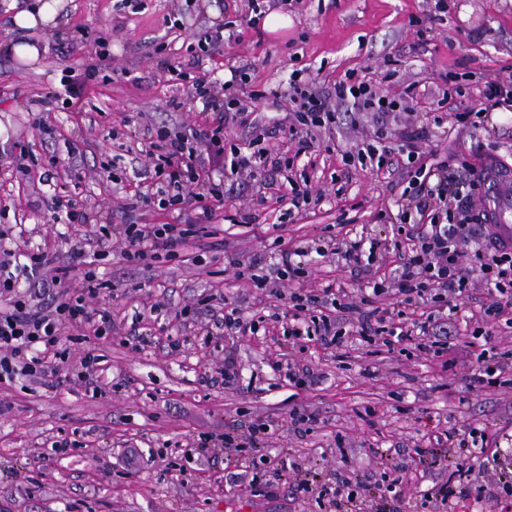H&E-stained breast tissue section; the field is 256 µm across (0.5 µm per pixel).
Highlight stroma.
Returning a JSON list of instances; mask_svg holds the SVG:
<instances>
[{
	"label": "stroma",
	"mask_w": 512,
	"mask_h": 512,
	"mask_svg": "<svg viewBox=\"0 0 512 512\" xmlns=\"http://www.w3.org/2000/svg\"><path fill=\"white\" fill-rule=\"evenodd\" d=\"M12 1L21 9L44 2L0 0V250L67 255L95 231L99 203L112 206L117 224L126 199L157 185L146 157L151 132L189 135L214 117L202 101L186 99L173 66L193 75L205 70L221 83L244 65L248 89L282 94L296 68L323 93L354 72L376 78L379 93L400 106L382 128L372 113L352 119L343 112L335 125L316 130L314 165L305 174L325 196L301 218H288L275 201L288 190V170H261L224 181L217 218L253 213L257 220L210 238L204 263L193 262L194 246L188 261L144 270L122 259L120 241H110L104 267L112 291L101 304L112 316L111 335L70 342L63 383L0 384V512H323L322 482L344 469L371 485L360 512H372L375 495L398 512H512L505 501L422 503L419 491L444 483L448 473L421 465L414 453L448 428L486 427L498 436L500 468L512 467V367L498 372L496 385L472 389L467 368L443 370L431 353L369 356L355 343L341 359L311 342L299 358L324 380L291 404L271 367L288 350L271 318L275 306L250 280L235 282L224 272L231 254L269 261L280 235L314 249L343 238L352 223L370 237L391 238L407 171L362 169L345 160L378 130L397 143L416 118L429 128L426 150L472 163L485 155L512 161V102L491 108L479 126L457 129L442 80L455 76L465 106L485 82L512 81V0H58L55 21L32 34L15 27ZM274 10L289 18L276 33L265 26ZM172 15L182 16V27H169ZM414 17L428 28L426 43L409 24ZM219 23L230 40L194 61L199 30ZM77 34L82 43L61 53ZM30 35L41 54L28 63L10 47ZM99 47L106 57L96 62ZM390 57L397 73L385 80ZM92 62L96 79L80 101L63 104L65 69ZM411 84L417 93L410 98ZM54 195L72 201L81 222L50 223L47 202ZM202 296L209 308H198ZM226 305L259 315L258 334L216 329L211 311ZM186 306L193 312L185 316ZM147 307L152 315L135 321ZM135 325L146 342L131 336ZM90 347L102 357L106 384L96 397L78 378L79 358ZM229 353L243 388L216 380ZM295 405L317 416L314 433L293 432ZM258 419L275 429L264 455L293 454L320 474L306 498L292 499L284 483L276 497L253 495L243 462L226 461L225 434L247 431ZM202 436L207 451L191 453ZM60 444L68 445L69 457L55 453ZM400 468L410 484L396 498L387 474Z\"/></svg>",
	"instance_id": "obj_1"
}]
</instances>
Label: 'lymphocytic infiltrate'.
<instances>
[{
    "label": "lymphocytic infiltrate",
    "mask_w": 512,
    "mask_h": 512,
    "mask_svg": "<svg viewBox=\"0 0 512 512\" xmlns=\"http://www.w3.org/2000/svg\"><path fill=\"white\" fill-rule=\"evenodd\" d=\"M302 75V70H293L291 93L274 94L271 102L276 111L275 130L286 132L297 143L296 155L300 158L306 157L312 147L311 128L335 123L340 107L350 105L360 112L386 113L397 106L395 100L377 95L370 83L354 76L336 82L333 93L324 96L303 83ZM243 81V76L235 75L220 85L202 80L195 84L197 95L215 112L210 133L190 138L178 132L158 131L151 159L156 176L165 182L164 189L156 196L139 195L123 204L122 224L99 227L100 238L119 237L124 245L121 255L128 263L178 260L191 238L216 234L212 219L217 208L223 207L224 197L217 187L207 195L198 192L206 163H214L228 179L251 175L265 167L280 170V159L267 149L230 147L225 143L223 132L228 120L243 125L249 122V114L240 108L235 94ZM422 155L421 135L416 131L404 134L395 149L378 140L358 148L355 158L361 166L380 169L398 164L412 172L398 200L399 238L388 244L359 236L342 248L329 244L317 249L323 257L342 256L359 272L378 252L400 250L402 263L388 284L365 286L355 301L347 300L345 288L330 285L318 295L284 292V280L301 278L305 270L295 262L302 256V249L286 245L281 237L276 240V277L258 274L259 264L254 260L245 262L231 255L226 264L232 268L234 279H251L268 297L287 304L282 325L290 346H297L299 339L307 336L336 350L345 346V334L338 323L339 314L345 313L354 320L360 340L368 344L378 343L380 336L387 335L418 351L446 353L445 335L460 312L458 301L468 296L473 278H480L491 302L481 307L482 324L474 328L475 339L468 342L466 351L473 369L470 380L480 384L490 370L485 353L476 349L477 341L492 343L496 321L503 319L512 324V249L480 247L472 257H465L463 245L474 238V225L484 222L476 210L480 186L472 175L453 173L448 161L426 164ZM154 202L162 208L200 211L202 220L194 224L142 223L143 208ZM19 270L39 277L40 288L17 291L15 273ZM70 271L57 254L48 251L29 255L24 263L0 258V382L45 376L47 360L66 359L68 351L60 342L72 327L93 322L99 335L111 333L109 311L88 305L89 299L104 290V283L90 270L82 286L70 287ZM315 302L322 304V313L308 314L309 304ZM279 480L288 482L294 495L308 488V479L294 460L283 457L273 461L260 456L251 480L254 490L268 491Z\"/></svg>",
    "instance_id": "f902f5d3"
}]
</instances>
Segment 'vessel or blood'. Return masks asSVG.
<instances>
[{"mask_svg":"<svg viewBox=\"0 0 512 512\" xmlns=\"http://www.w3.org/2000/svg\"><path fill=\"white\" fill-rule=\"evenodd\" d=\"M477 176L491 243L499 248L512 245V170L486 158L479 163Z\"/></svg>","mask_w":512,"mask_h":512,"instance_id":"vessel-or-blood-1","label":"vessel or blood"}]
</instances>
